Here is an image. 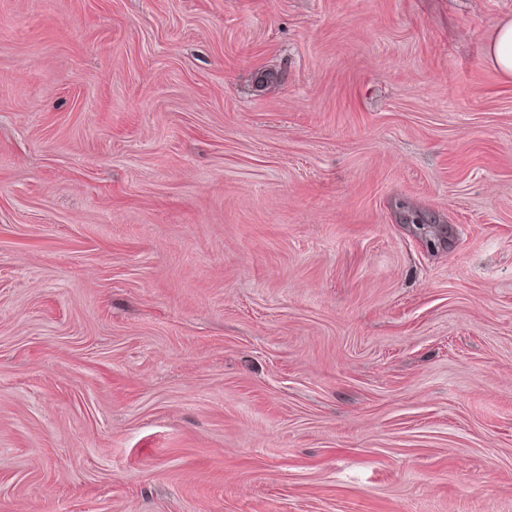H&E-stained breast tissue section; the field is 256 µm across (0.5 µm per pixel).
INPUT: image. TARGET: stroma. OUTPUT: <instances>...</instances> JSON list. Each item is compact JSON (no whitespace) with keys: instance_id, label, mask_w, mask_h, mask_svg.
<instances>
[{"instance_id":"35a3bbf8","label":"stroma","mask_w":512,"mask_h":512,"mask_svg":"<svg viewBox=\"0 0 512 512\" xmlns=\"http://www.w3.org/2000/svg\"><path fill=\"white\" fill-rule=\"evenodd\" d=\"M512 0H0V512H512ZM487 57L496 70L512 78V21L496 27Z\"/></svg>"}]
</instances>
